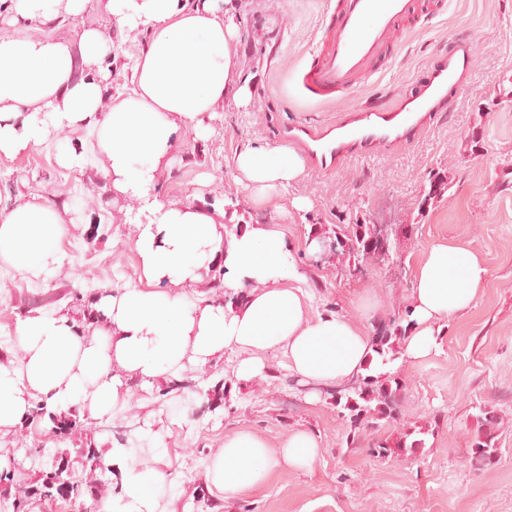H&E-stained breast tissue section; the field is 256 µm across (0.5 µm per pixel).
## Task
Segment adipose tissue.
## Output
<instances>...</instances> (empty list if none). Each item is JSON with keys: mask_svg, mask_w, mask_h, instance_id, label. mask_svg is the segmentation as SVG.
Here are the masks:
<instances>
[{"mask_svg": "<svg viewBox=\"0 0 512 512\" xmlns=\"http://www.w3.org/2000/svg\"><path fill=\"white\" fill-rule=\"evenodd\" d=\"M219 2L106 0L121 28L150 33L134 62L131 93L109 104L102 80L92 75L105 54L98 30H85L75 42L0 34V155L12 158L66 128L89 127L105 177L128 202L138 258L136 283L96 295L101 325L81 328L64 312L40 310L17 323L13 359L0 363V428L22 423L35 399L60 414L79 406L94 419L111 416L127 405L131 383L204 367L228 350L239 353L236 373L244 380L263 374L262 356L271 349L281 350L308 385L327 388L365 373L371 336L344 316L310 317L306 275L278 225L248 224L233 234L223 210L163 203L154 193L173 163L178 131L216 111L233 89L239 33ZM88 3L16 0L15 12L45 26L81 14ZM235 166L257 205L303 171L285 146L245 148ZM64 222V210L43 196L16 199L0 209V258L36 278L55 274L67 260ZM215 266L224 270V290L243 293L242 302L208 298L204 272ZM488 276L467 248L431 245L415 268L405 356L418 360L437 350L443 324L476 303ZM191 288L196 297L188 296ZM321 452L305 429L274 446L240 429L225 435L205 477L226 502L263 487L274 472L311 469ZM103 464L120 486L99 512H177L166 472L136 463L134 449L113 448Z\"/></svg>", "mask_w": 512, "mask_h": 512, "instance_id": "1", "label": "adipose tissue"}]
</instances>
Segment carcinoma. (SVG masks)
<instances>
[{"mask_svg":"<svg viewBox=\"0 0 512 512\" xmlns=\"http://www.w3.org/2000/svg\"><path fill=\"white\" fill-rule=\"evenodd\" d=\"M448 189L446 176L433 174L429 190L425 192L422 203H432L443 196ZM372 224H339L333 231L334 240L331 241V252L345 262L358 267L359 262L372 258L379 262L389 260L390 251L377 245L369 247L367 241L373 235ZM406 327L402 325L401 318H393L387 323L380 324L372 337L373 352L380 358L381 364L388 362V355L396 353V346L405 339ZM335 406L348 412L352 425H360L368 418L395 419L400 411V385L391 375H367L356 378L352 384L338 389L332 394ZM481 426L478 436L470 448V461L475 465H488L492 463L493 448L492 430L497 425L495 412L484 409L477 418ZM423 440L414 439L411 443L396 442L390 444L381 442L377 451L384 456L399 454L408 448L422 447ZM75 452L88 466V474L80 484L67 480V470L70 452ZM103 470L101 459L96 449L76 446L70 450L65 448L55 453L52 463L41 471L39 484L35 487H21L12 503L14 512H24L29 494H34L46 502L62 500H77L82 494L95 495L101 479L97 471Z\"/></svg>","mask_w":512,"mask_h":512,"instance_id":"cac0c4a2","label":"carcinoma"}]
</instances>
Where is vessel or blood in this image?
<instances>
[{
  "mask_svg": "<svg viewBox=\"0 0 512 512\" xmlns=\"http://www.w3.org/2000/svg\"><path fill=\"white\" fill-rule=\"evenodd\" d=\"M423 0H334L321 18L320 39L308 62L296 70L300 96L329 105L353 95L384 64L391 46L409 22L424 13ZM473 62L470 41L455 42L395 103L353 109L330 125L286 126L283 136L311 169L334 171L350 156H371L413 138L447 111Z\"/></svg>",
  "mask_w": 512,
  "mask_h": 512,
  "instance_id": "vessel-or-blood-1",
  "label": "vessel or blood"
}]
</instances>
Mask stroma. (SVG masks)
<instances>
[{"mask_svg": "<svg viewBox=\"0 0 512 512\" xmlns=\"http://www.w3.org/2000/svg\"><path fill=\"white\" fill-rule=\"evenodd\" d=\"M325 0H225L223 8L240 30L233 68L246 81L249 99L225 98L201 114L208 138L182 129L175 161L160 177V201H190L224 209L228 224L276 220L307 273L312 315H342L374 332L380 321L404 314L414 269L440 241L457 242L480 254L489 278L468 311L449 318L438 351L420 360L395 354L385 370L402 385L396 420H372L351 428L326 389L308 400L309 386L288 369L282 352L263 356V377L249 382L235 374L238 355L225 351L208 366L186 370L182 391L171 378L133 385L129 402L108 419L79 414L73 434H54L42 421L0 429V512L17 485L36 482L60 449L79 437L101 452L117 445L122 427L152 422L165 432L170 471L182 496L180 512H212L218 498L204 473L224 436L249 429L270 444L304 428L320 440L322 454L310 470L273 473L267 484L228 501L223 512H512V0H445L436 17L405 32L387 68L370 78L358 99L320 106L298 97L279 60L301 64L315 50ZM88 28L110 45L103 62L107 98L129 92L132 65L148 44V32L127 34L91 0L80 15L44 26L46 34L78 40ZM475 47L472 68L452 93L450 109L410 142L345 161L333 173L303 170L288 188L273 192L272 207L258 209L238 184L235 158L245 147L283 145L282 127L322 126L339 120L358 100L403 94L435 58L456 40ZM93 132L83 126L13 158L0 157V207L18 196L38 194L68 204L71 221L62 246L68 255L54 277L41 279L0 258V353L16 344L13 330L31 311L65 309L75 319L102 288H122L137 279L135 229L126 222V201L113 193L96 160L83 172L61 167L60 147L90 149ZM450 182L444 197L423 204L434 173ZM310 203L298 210L294 199ZM282 206L274 214L273 206ZM385 224L395 229L391 259L364 260L352 271L312 243L338 224ZM495 411V455L475 466L468 450L482 409ZM423 439V448L387 458L377 443L403 435Z\"/></svg>", "mask_w": 512, "mask_h": 512, "instance_id": "stroma-1", "label": "stroma"}]
</instances>
